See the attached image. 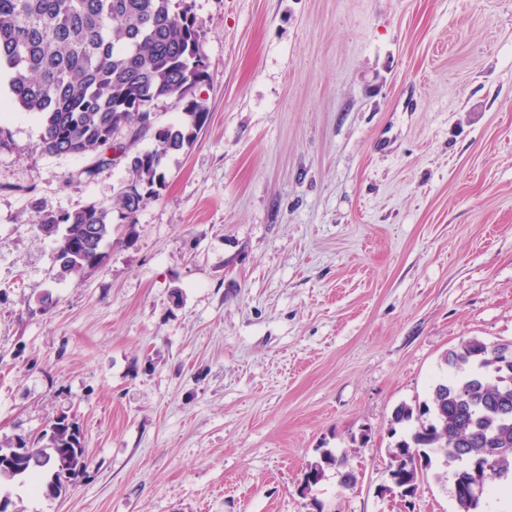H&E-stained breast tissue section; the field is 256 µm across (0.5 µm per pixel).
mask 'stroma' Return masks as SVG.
<instances>
[{
	"instance_id": "stroma-1",
	"label": "stroma",
	"mask_w": 512,
	"mask_h": 512,
	"mask_svg": "<svg viewBox=\"0 0 512 512\" xmlns=\"http://www.w3.org/2000/svg\"><path fill=\"white\" fill-rule=\"evenodd\" d=\"M209 119L61 275L39 212L128 173L0 115V448L75 421L85 470L8 512H456L382 494L394 408L512 342V0H194ZM49 311H42L43 301ZM348 454L305 487L321 449Z\"/></svg>"
}]
</instances>
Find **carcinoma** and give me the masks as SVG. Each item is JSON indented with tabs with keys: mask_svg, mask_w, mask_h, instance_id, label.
I'll return each mask as SVG.
<instances>
[{
	"mask_svg": "<svg viewBox=\"0 0 512 512\" xmlns=\"http://www.w3.org/2000/svg\"><path fill=\"white\" fill-rule=\"evenodd\" d=\"M204 38L193 0H0V70L10 75L13 105L38 117L41 151L94 156L95 164L81 171L86 178L114 163L110 150L136 156L125 160L129 178L112 204L39 216L40 230L56 235L61 275L84 272L89 250L112 238L113 213L125 224L136 223L138 212L166 189V158L197 140L209 118L196 95L208 78ZM159 100L171 101L182 119L163 126L152 147L139 150ZM124 128L134 139L113 143ZM497 351L476 338L447 351L441 357L444 373L427 398L398 405L390 420L389 433L397 437L393 456L406 468L424 460L423 468L411 471L413 481L421 482L431 469L434 452L444 464H456L453 473L436 471L433 477H453L457 512L480 507L482 495L466 493L475 481L482 488L491 479L512 485V384L495 379L512 374V364L497 361ZM60 443L55 435L45 445L32 443L43 466L23 473L0 468V482L23 478L37 484L53 475ZM346 460L345 453L322 451L305 472V488Z\"/></svg>",
	"mask_w": 512,
	"mask_h": 512,
	"instance_id": "1",
	"label": "carcinoma"
}]
</instances>
